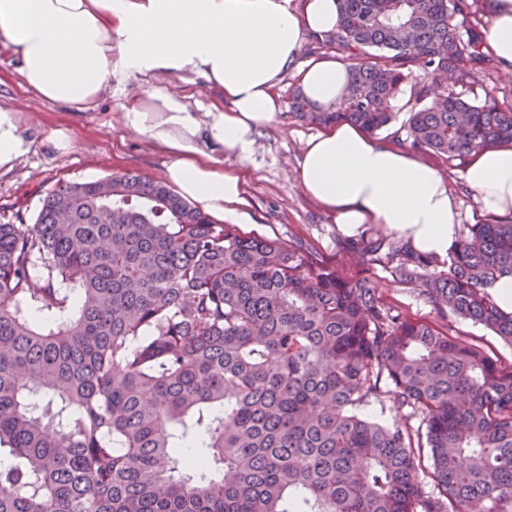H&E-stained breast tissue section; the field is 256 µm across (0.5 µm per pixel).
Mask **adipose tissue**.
<instances>
[{
  "label": "adipose tissue",
  "instance_id": "1",
  "mask_svg": "<svg viewBox=\"0 0 512 512\" xmlns=\"http://www.w3.org/2000/svg\"><path fill=\"white\" fill-rule=\"evenodd\" d=\"M488 50L512 65V0H491ZM336 0H0V48L19 62L28 90L78 110L112 88L115 73L198 75L219 93L204 111L186 97L153 94L151 107H124L126 127L169 161L163 181L213 215L237 219L244 181L226 155L250 156L261 128L281 109L275 92L288 68L308 98L333 103L348 81L334 58L297 63L307 35L335 29ZM33 132L0 107V170L29 150ZM304 191L335 211L347 235L380 224L413 249L444 258L459 212L436 168L378 142L348 122L311 136L299 162ZM482 210L512 215V144L472 152L464 172Z\"/></svg>",
  "mask_w": 512,
  "mask_h": 512
}]
</instances>
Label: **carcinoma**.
<instances>
[{
    "mask_svg": "<svg viewBox=\"0 0 512 512\" xmlns=\"http://www.w3.org/2000/svg\"><path fill=\"white\" fill-rule=\"evenodd\" d=\"M314 38L348 55V93L292 113L447 161L512 143V108L437 83L490 71L470 0H337ZM461 23H456V19ZM447 316L512 344L488 289L512 277V224H468L448 270L379 233ZM391 405L405 422L365 414ZM0 512H512V368L383 304L301 244L218 224L160 181L65 182L33 224H0ZM432 490H422V482Z\"/></svg>",
    "mask_w": 512,
    "mask_h": 512,
    "instance_id": "carcinoma-1",
    "label": "carcinoma"
}]
</instances>
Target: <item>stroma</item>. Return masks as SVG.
<instances>
[{
  "label": "stroma",
  "mask_w": 512,
  "mask_h": 512,
  "mask_svg": "<svg viewBox=\"0 0 512 512\" xmlns=\"http://www.w3.org/2000/svg\"><path fill=\"white\" fill-rule=\"evenodd\" d=\"M13 56L0 49V107L13 108L24 127L37 136L27 155L12 170L0 173V224L34 223L44 196L63 182H85L128 171L149 178H161L166 155L128 131L122 117L127 98H146L157 91L188 96L191 103L208 104L215 92L203 78L188 83L174 74L149 73L131 77H113L111 91L86 111H70L40 99L22 86ZM449 88H461L465 98L483 102L486 87H493L498 105L512 107V71L493 63L489 77L478 78L466 87L449 81ZM298 84L286 74L276 92L283 103L276 120L263 128L256 152L247 158L225 156V170L243 174L247 204L237 220L244 233L301 242L343 274L368 276L380 299L404 316L437 327H450L452 335L480 347L502 368L512 367V345L505 343L484 326L458 319L445 324L423 298L419 284H399L392 276V263L385 260L355 265L342 252L343 235L336 224L335 212L309 197L298 181V163L306 140L317 133L292 113L289 101ZM68 130L77 142L71 152L56 149L46 136L53 129ZM417 160L441 171L448 181V192L456 203L461 224H487L490 216L480 208L476 193L465 183L463 163L444 162L425 152Z\"/></svg>",
  "instance_id": "35a3bbf8"
}]
</instances>
